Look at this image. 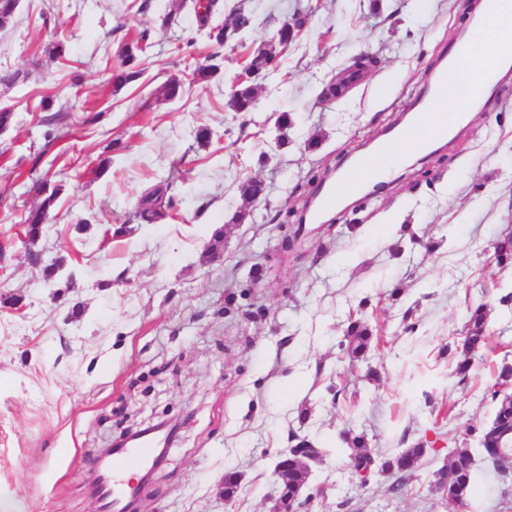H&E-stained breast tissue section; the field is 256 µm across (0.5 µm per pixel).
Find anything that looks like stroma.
<instances>
[{
  "label": "stroma",
  "mask_w": 512,
  "mask_h": 512,
  "mask_svg": "<svg viewBox=\"0 0 512 512\" xmlns=\"http://www.w3.org/2000/svg\"><path fill=\"white\" fill-rule=\"evenodd\" d=\"M222 2L223 18L240 5L253 24L220 49L191 0H20L0 29V69L21 75L0 88L13 113L0 132V512H98L91 459L152 420L179 434L141 491L143 512H270L295 434L331 450L313 468L323 493L308 512H455L433 474L457 448L478 474L465 512H512V476L494 472L477 438L494 415V373L512 364V265L492 248L512 233V81L483 95L443 150L401 162L333 225L297 230L326 174L392 129L465 46L468 0ZM298 12L309 22L253 112L231 111L241 62ZM143 32L141 78L113 88L120 47ZM214 52L221 73L187 83ZM172 77L179 97L158 100ZM252 177L267 197L235 222ZM38 178L63 187L38 248L74 270L70 288L27 260ZM164 180L172 217L140 223L142 194ZM480 303L491 344L462 381L467 309ZM356 319L373 339L354 360L340 342ZM348 429L379 456L426 448L401 494L379 473L359 485L338 452Z\"/></svg>",
  "instance_id": "35a3bbf8"
}]
</instances>
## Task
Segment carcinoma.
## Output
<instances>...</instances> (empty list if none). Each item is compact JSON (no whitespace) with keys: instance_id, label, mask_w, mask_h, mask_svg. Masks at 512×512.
Listing matches in <instances>:
<instances>
[{"instance_id":"obj_1","label":"carcinoma","mask_w":512,"mask_h":512,"mask_svg":"<svg viewBox=\"0 0 512 512\" xmlns=\"http://www.w3.org/2000/svg\"><path fill=\"white\" fill-rule=\"evenodd\" d=\"M18 8V0H0V28L9 26ZM221 8L219 0H196L194 11L200 26L210 27V31H224V25L217 24L209 26L213 14ZM144 38L140 37L126 42L121 50V71L114 77L115 83L122 85L138 80L143 74L139 68L140 54L144 51L142 45ZM219 54H212L208 57L209 64L200 61L196 62L191 71V81L204 83L215 78L220 71V64L217 63ZM182 83L176 79L168 80L157 88L156 94L159 99L171 101L178 97ZM256 96V87L246 82L238 86L229 107L235 112H250L253 110V103ZM37 195L41 197L40 203L31 208L24 217L23 223L27 225L26 237L30 242L41 238L43 226L52 223L54 212L62 186L57 185L51 189L47 188L46 181L42 180L34 186ZM165 190L159 187L147 197L142 199L138 207V217L144 224H154L165 217L164 213ZM495 252L500 264H508L512 261V237L507 236L497 240ZM487 305L478 304L468 309L467 336L463 345L462 358L457 361L456 374L466 376L472 366V353L488 345L486 336V312ZM372 336L366 325L359 320L350 323L347 331L346 350L355 357L360 356L367 349ZM512 381V365L504 363L500 366L495 383L491 386L489 393L495 404L494 417L490 425L484 427L478 436L480 447L485 456L491 461L494 470L502 477H507V471L501 469L496 463L497 449L504 453L512 452V449L505 447V443L512 440V394L505 390V386ZM296 444L288 450V454L297 457L316 456L326 457L330 449L318 447L316 443L307 437L295 438ZM345 447L343 452L349 463L359 467L365 463L385 464L391 470L393 481L389 490L393 494L402 492L406 477L411 475L418 467L419 461L425 455L426 449L419 446L405 448L402 451L377 457L369 448L365 438L361 435L343 436ZM441 470L448 472V490L441 488V478L435 477V491L441 495L449 504L458 508H466L469 505L476 486V475L472 452L467 448H460L450 456L448 463L441 467Z\"/></svg>"}]
</instances>
